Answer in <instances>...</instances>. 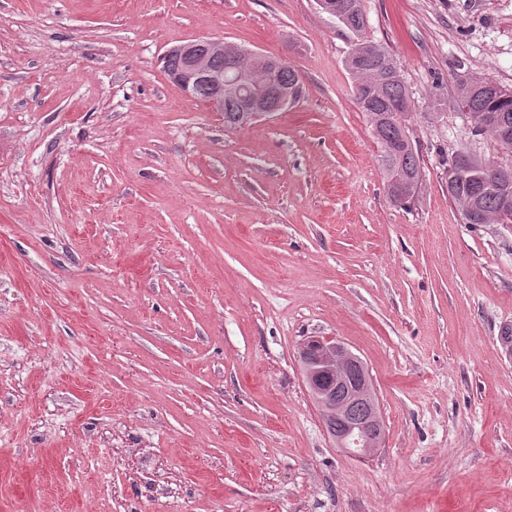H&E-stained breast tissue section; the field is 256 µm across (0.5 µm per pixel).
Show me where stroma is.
<instances>
[{"mask_svg": "<svg viewBox=\"0 0 512 512\" xmlns=\"http://www.w3.org/2000/svg\"><path fill=\"white\" fill-rule=\"evenodd\" d=\"M421 156L390 202L316 0H0V512H512V231L464 223L457 105L512 88V0H364ZM221 38L303 95L235 130L161 56ZM373 378L383 446L336 447L301 346ZM475 188L476 180L468 174L457 175L451 182L448 181V195L454 203L460 206L474 193Z\"/></svg>", "mask_w": 512, "mask_h": 512, "instance_id": "1", "label": "stroma"}]
</instances>
